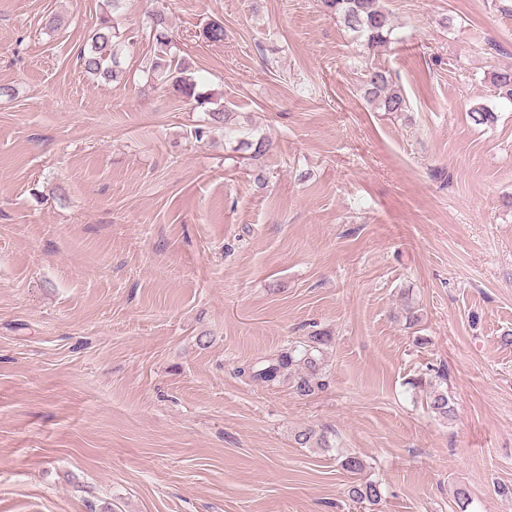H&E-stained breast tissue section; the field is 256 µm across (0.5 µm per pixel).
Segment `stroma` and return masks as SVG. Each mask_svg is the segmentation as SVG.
<instances>
[{
  "label": "stroma",
  "instance_id": "obj_1",
  "mask_svg": "<svg viewBox=\"0 0 512 512\" xmlns=\"http://www.w3.org/2000/svg\"><path fill=\"white\" fill-rule=\"evenodd\" d=\"M383 3L373 55L319 0H121L104 81L103 0H0V512H512V0ZM155 5L263 156L148 82ZM316 333L314 394L237 375ZM107 8H102L99 23L95 29L87 50L80 52L81 66L90 75L100 76L104 79H116L123 74L120 57L118 56V39L120 33L112 20V13L119 6L120 0H106ZM118 31V32H117ZM365 83L368 95L378 102L380 108L386 112L405 111L406 101L400 90L393 84L388 70L374 66L367 69ZM348 497L356 503L367 502L370 505H377L382 500V491L380 485L376 483L354 484L348 490Z\"/></svg>",
  "mask_w": 512,
  "mask_h": 512
}]
</instances>
